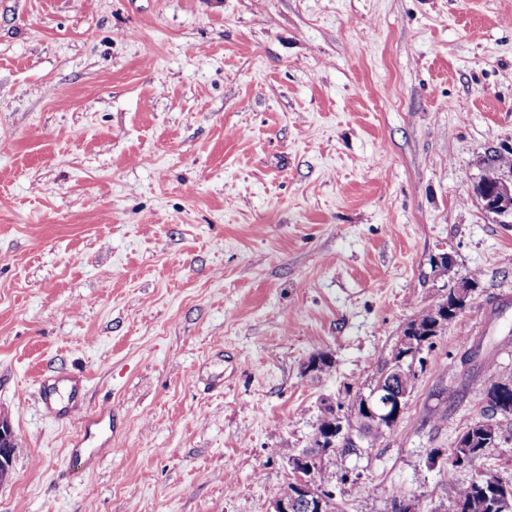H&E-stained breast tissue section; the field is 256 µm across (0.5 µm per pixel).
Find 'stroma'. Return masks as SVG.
Instances as JSON below:
<instances>
[{"mask_svg": "<svg viewBox=\"0 0 512 512\" xmlns=\"http://www.w3.org/2000/svg\"><path fill=\"white\" fill-rule=\"evenodd\" d=\"M493 149L512 0H0V512H269L280 449L474 271L397 424L323 463L341 512L512 482V416L486 410L512 380V223L468 193ZM477 344L495 375L460 367ZM55 372L111 407V444L71 456ZM477 422L497 445L452 466ZM15 436L7 419L0 418V478L9 475L15 454Z\"/></svg>", "mask_w": 512, "mask_h": 512, "instance_id": "1", "label": "stroma"}]
</instances>
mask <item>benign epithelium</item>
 Here are the masks:
<instances>
[{"instance_id":"obj_1","label":"benign epithelium","mask_w":512,"mask_h":512,"mask_svg":"<svg viewBox=\"0 0 512 512\" xmlns=\"http://www.w3.org/2000/svg\"><path fill=\"white\" fill-rule=\"evenodd\" d=\"M483 208L503 219H512V172L502 174L494 187L479 196ZM448 325L444 314L435 307L429 310L428 322H413L405 328L393 353L388 370L372 387L370 399L365 401L367 413L361 417L348 415L336 420V440L347 447L357 443L352 431L364 427L381 429L399 417L408 396L407 382L417 374L416 362L423 347L432 339L431 333L440 332ZM15 454V436L8 420L0 418V475L8 476ZM292 472L291 489L279 494L272 502L270 512H322V495L316 489L313 468L302 456L289 461Z\"/></svg>"}]
</instances>
